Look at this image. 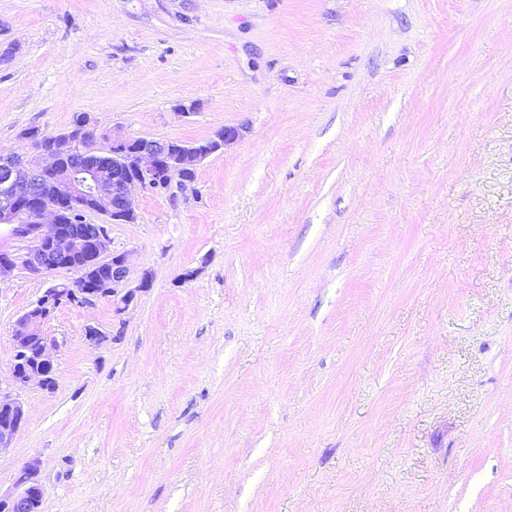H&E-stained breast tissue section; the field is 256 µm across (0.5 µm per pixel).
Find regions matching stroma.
Segmentation results:
<instances>
[{"instance_id":"1","label":"stroma","mask_w":512,"mask_h":512,"mask_svg":"<svg viewBox=\"0 0 512 512\" xmlns=\"http://www.w3.org/2000/svg\"><path fill=\"white\" fill-rule=\"evenodd\" d=\"M77 113L244 136L91 215L152 285L45 324L1 491L35 458L41 512H512V0H0V151ZM57 281L0 279V380Z\"/></svg>"}]
</instances>
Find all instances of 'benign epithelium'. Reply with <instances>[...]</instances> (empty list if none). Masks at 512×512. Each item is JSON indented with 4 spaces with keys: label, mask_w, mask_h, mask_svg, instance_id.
<instances>
[{
    "label": "benign epithelium",
    "mask_w": 512,
    "mask_h": 512,
    "mask_svg": "<svg viewBox=\"0 0 512 512\" xmlns=\"http://www.w3.org/2000/svg\"><path fill=\"white\" fill-rule=\"evenodd\" d=\"M241 137L240 128L224 126L205 142L125 138L102 133L87 121L53 139L25 134L32 146L25 156L0 154V226L7 227L13 241L0 244V276L74 275L65 287L48 288L15 322L10 383L0 387V451L10 447L26 422L22 391L32 384L43 390L55 387L57 344L43 332L55 311L106 300L121 313L152 283L146 272L136 287H127L130 254L111 250L103 226L86 237L73 236L59 221L60 206L131 224L137 220L135 187L183 189L192 183L185 177L187 169H197ZM43 181L53 184L56 201L39 193ZM101 264L112 265V279L92 280L91 271ZM38 472L36 459L23 466L14 489L0 492V512H39Z\"/></svg>",
    "instance_id": "obj_1"
}]
</instances>
